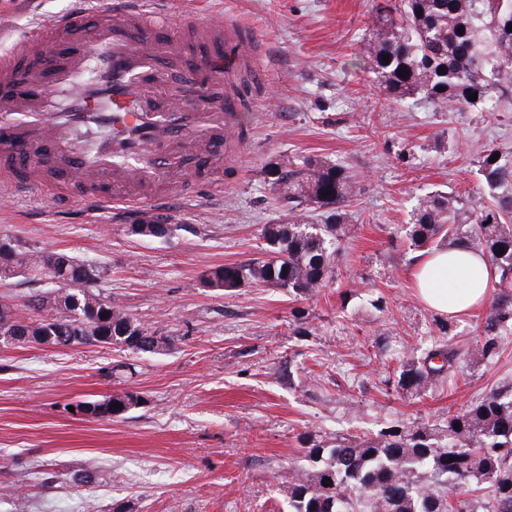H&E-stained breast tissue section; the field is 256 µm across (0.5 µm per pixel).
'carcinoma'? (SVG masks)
<instances>
[{"label":"carcinoma","mask_w":512,"mask_h":512,"mask_svg":"<svg viewBox=\"0 0 512 512\" xmlns=\"http://www.w3.org/2000/svg\"><path fill=\"white\" fill-rule=\"evenodd\" d=\"M511 24L512 0H385L371 15L357 61L373 70L379 93L396 102L415 100L454 111L480 105L497 112L504 102L512 105ZM471 93L477 100H468ZM495 154L499 159L492 163ZM477 163L485 195L425 193L417 198L406 234L412 246L428 252L462 246L482 253L497 277L495 295L473 346L439 343L401 365L393 388L402 394H424L455 376L460 359L474 364L499 359L512 336V147L490 145ZM264 179L277 192L281 215L264 225L263 256L214 266L201 284L226 291L272 286L313 296L333 277L336 254L352 232L346 203L357 181L340 163L299 162L286 155L265 165ZM168 228L150 221L130 226L139 237L166 235ZM4 243L0 280L45 273L52 252L20 246L8 236L0 237ZM54 268L63 287L22 304L0 297V346H96L151 355L171 350L170 337L94 291L100 277L96 262L63 253ZM113 403L123 408L113 409ZM100 404L105 419L125 414L139 397L112 394ZM306 457L312 465L286 486L288 512H512V386L474 396L434 423L414 421L370 437L314 441ZM326 477L331 483L325 487ZM483 484L489 498L479 507L474 493Z\"/></svg>","instance_id":"cac0c4a2"}]
</instances>
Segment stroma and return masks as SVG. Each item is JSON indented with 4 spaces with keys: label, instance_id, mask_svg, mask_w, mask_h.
<instances>
[{
    "label": "stroma",
    "instance_id": "stroma-1",
    "mask_svg": "<svg viewBox=\"0 0 512 512\" xmlns=\"http://www.w3.org/2000/svg\"><path fill=\"white\" fill-rule=\"evenodd\" d=\"M86 0H0V55L39 20ZM375 0H194L204 22H241L269 64L241 151L211 178L168 200L113 210L78 194L56 203L23 189L0 202V235L93 260L94 285L173 340L169 354L113 349L0 348V512H288L283 488L307 467L304 439L369 436L433 421L512 383V342L493 363L414 397L386 382L433 341L435 311L410 274L405 231L417 195L477 194L476 160L512 146V110L435 112L379 94L356 67ZM320 157L357 176L355 225L336 274L313 298L282 288L200 287L203 270L262 256L278 219L262 170L276 157ZM165 218L144 239L130 225ZM304 311L306 335L295 334ZM119 362L133 371H115ZM131 391L138 406L112 419L76 418L66 403ZM93 467L90 483L77 482ZM53 474L43 484L44 474Z\"/></svg>",
    "mask_w": 512,
    "mask_h": 512
}]
</instances>
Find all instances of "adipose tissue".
Wrapping results in <instances>:
<instances>
[{
	"label": "adipose tissue",
	"instance_id": "obj_1",
	"mask_svg": "<svg viewBox=\"0 0 512 512\" xmlns=\"http://www.w3.org/2000/svg\"><path fill=\"white\" fill-rule=\"evenodd\" d=\"M412 280L424 304L442 315L461 314L480 306L491 285L482 256L465 248L422 255L414 263Z\"/></svg>",
	"mask_w": 512,
	"mask_h": 512
}]
</instances>
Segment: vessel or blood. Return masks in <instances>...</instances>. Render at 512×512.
Segmentation results:
<instances>
[{
	"instance_id": "vessel-or-blood-1",
	"label": "vessel or blood",
	"mask_w": 512,
	"mask_h": 512,
	"mask_svg": "<svg viewBox=\"0 0 512 512\" xmlns=\"http://www.w3.org/2000/svg\"><path fill=\"white\" fill-rule=\"evenodd\" d=\"M198 35L209 52L187 56L146 0H96L93 16L57 15L1 56L0 154L21 148L38 164L22 187L42 192L43 170L58 166L95 186L100 202L133 206L145 191L182 183L184 154L236 156L246 120L236 75L262 80L263 61L234 21L203 24ZM167 57L196 68L223 59L224 80L208 92L212 127L169 81ZM49 89L68 97V111H56Z\"/></svg>"
}]
</instances>
